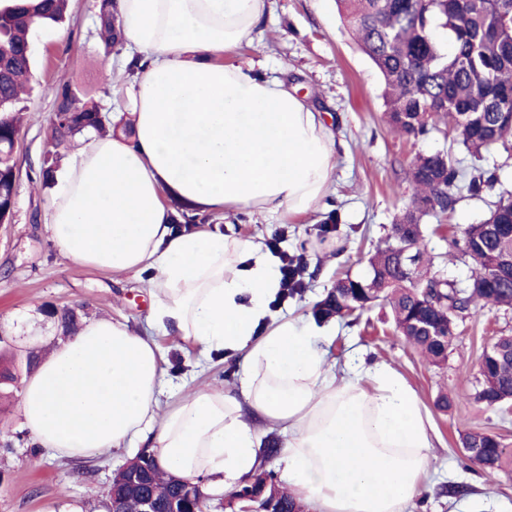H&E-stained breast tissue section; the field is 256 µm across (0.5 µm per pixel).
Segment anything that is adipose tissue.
Listing matches in <instances>:
<instances>
[{
	"instance_id": "adipose-tissue-1",
	"label": "adipose tissue",
	"mask_w": 512,
	"mask_h": 512,
	"mask_svg": "<svg viewBox=\"0 0 512 512\" xmlns=\"http://www.w3.org/2000/svg\"><path fill=\"white\" fill-rule=\"evenodd\" d=\"M132 136L91 137L61 173L46 230L67 260L152 272L144 330L99 317L59 345L20 394L22 425L61 460L151 449L159 467L233 492L281 437L275 462L307 512H407L428 491L432 425L386 363L330 357L334 329L282 315L264 241L186 230L200 214L293 219L318 211L336 137L321 112L262 68L224 66L251 43L267 0H118ZM238 366L233 385L172 390L156 333Z\"/></svg>"
}]
</instances>
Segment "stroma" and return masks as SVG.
Listing matches in <instances>:
<instances>
[{
    "instance_id": "1",
    "label": "stroma",
    "mask_w": 512,
    "mask_h": 512,
    "mask_svg": "<svg viewBox=\"0 0 512 512\" xmlns=\"http://www.w3.org/2000/svg\"><path fill=\"white\" fill-rule=\"evenodd\" d=\"M98 0H69L63 22L41 25L31 33L34 74L19 102L25 114L15 150L18 186L8 223L0 224V359H45L66 333L58 312L73 308L78 322L122 317L143 324L148 310L146 282L115 277L67 261L48 238L42 222L53 198L41 184L39 168L51 146L46 132L59 84L68 82L92 98L103 112L116 103L112 85L127 79L119 52H105L96 36ZM269 9L252 44L225 53L228 66L251 60L266 63L268 75L324 112L339 148L333 185L325 211L279 225L274 237L281 251L304 256L308 271L300 295L286 299L285 309L310 311L336 277L362 274L367 259L384 246L396 216L408 202L406 171L420 152L451 153L464 175L480 168L494 172L495 189L472 196L459 190L446 218H426V244L436 269L462 281L470 267L449 260L445 237L486 218L502 190L512 189V155L503 149L473 156L453 135L432 131L419 140L393 133L383 117L380 79L369 58L345 29L336 0H268ZM344 251H336L335 240ZM390 310L377 305L358 319L336 322L333 354L360 352L367 360L397 368L415 390L433 426L435 460L430 493L415 501L412 512H512V471L493 486L482 487L465 460L461 435L473 427L499 434L512 449V405L488 408L471 397L484 347L512 335V308L493 309L464 318L463 336L448 350L442 365L427 364L390 327ZM158 342L168 359L173 383L233 384L237 367L220 358L197 360L178 336ZM21 384L0 387V512H105L104 495L126 455L107 453L64 462L35 446L21 424ZM454 393L451 409L438 410L440 393ZM460 486L447 495L448 485Z\"/></svg>"
}]
</instances>
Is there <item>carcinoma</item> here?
Wrapping results in <instances>:
<instances>
[{"instance_id": "1", "label": "carcinoma", "mask_w": 512, "mask_h": 512, "mask_svg": "<svg viewBox=\"0 0 512 512\" xmlns=\"http://www.w3.org/2000/svg\"><path fill=\"white\" fill-rule=\"evenodd\" d=\"M68 0H11L0 8V223L15 204L18 170L13 160L21 113L16 109L31 73L32 29L64 18ZM341 16L382 84L390 129L417 140L438 128L451 127L455 139L473 156L500 146L512 151V0H337ZM96 35L107 51L121 45L122 33L112 0L98 4ZM112 119L81 98L70 83L56 92V110L47 130L55 148H68L88 133L105 135ZM459 171L447 152L420 153L407 172L412 194L392 224L389 241L368 258L364 277L339 278L314 306L319 321L357 318L382 301L391 308L396 331L432 366L441 365L459 339L458 320L477 318L486 308H512V265L495 262L493 253L512 255V192L505 190L490 215L448 239V255L470 260L464 284L447 281L434 269L425 243L427 216L454 210ZM495 174L479 172L467 189L474 195L491 189ZM414 250L413 274L401 268V248ZM480 379L473 398L488 407L512 402V336H499L483 349ZM480 446L467 458L487 475L512 467V449L487 429L462 434ZM189 481H175L155 467L150 481L106 490V500L134 494L153 500L156 512H203L206 502L190 494ZM261 496L258 506L272 512H302L297 495L261 471L254 482L228 495V506L243 491Z\"/></svg>"}]
</instances>
